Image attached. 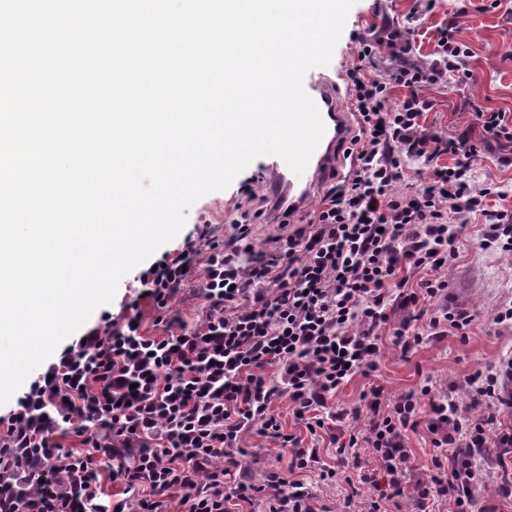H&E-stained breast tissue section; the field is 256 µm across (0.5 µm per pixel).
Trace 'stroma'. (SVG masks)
<instances>
[{"label":"stroma","mask_w":512,"mask_h":512,"mask_svg":"<svg viewBox=\"0 0 512 512\" xmlns=\"http://www.w3.org/2000/svg\"><path fill=\"white\" fill-rule=\"evenodd\" d=\"M482 0H436L425 11L423 0H358L349 13L332 61L324 73L336 83L339 102H346L343 82L346 69L358 64L362 38L384 25L416 28L413 62L428 64L434 58L438 28L456 22L459 37L470 55L464 65L472 77L456 87L438 84L423 91L430 108L422 123L443 137L468 135L481 146L477 162L478 182L512 186V143L490 137L479 123L477 111L489 108L505 112L512 120V0L485 12ZM238 183L205 195L191 208L182 236L209 225L215 241L229 233L228 216L234 215ZM484 226L473 219L459 231V256L448 273V292L476 316L469 338L448 335L424 342L408 354L391 343L390 331L382 333L377 371L356 376L332 400L337 410L354 415L363 409L361 395L369 385L384 386L397 396L419 388L424 378L436 385L464 381L470 374L497 367L500 358L512 353V327L493 324V313L512 302V251L494 245L481 247Z\"/></svg>","instance_id":"1"}]
</instances>
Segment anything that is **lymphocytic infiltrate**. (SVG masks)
<instances>
[{"mask_svg": "<svg viewBox=\"0 0 512 512\" xmlns=\"http://www.w3.org/2000/svg\"><path fill=\"white\" fill-rule=\"evenodd\" d=\"M414 40V29L390 25L362 40L359 65L346 71L358 125L344 151L350 166L305 220L286 219L254 183L242 185L224 242L205 227L185 238L140 276L118 314L64 349L48 378L0 418V512H236L260 495L268 512H314L297 474L351 482L344 465L361 446L375 463L359 476L373 488L364 512H388L415 470L407 443L421 425L438 450L433 475L413 487L421 512L436 500L448 512H485L481 492L494 469L512 496V427L501 423L512 415V360L443 390L427 380L392 399L369 387L364 430L332 431L344 414L331 399L377 370L394 310L404 313L392 332L401 353L428 335L468 337L475 316L448 294L460 225L482 216L484 245L512 247V210L486 204L512 190L477 187L479 146L421 123L422 88L470 78L455 25L439 29L429 65L405 63L385 78L364 66L383 51L410 53ZM397 87L407 94L396 101ZM420 166L429 173L418 189L401 191ZM254 214L272 216L277 233L257 240ZM194 283L202 304L189 321L172 305ZM429 303L434 313H425ZM145 304L162 335L143 330ZM282 397L309 433L330 431L333 462L285 433L273 408ZM251 431L289 454L287 469L270 470L260 485L241 460ZM68 432L75 442L67 447Z\"/></svg>", "mask_w": 512, "mask_h": 512, "instance_id": "lymphocytic-infiltrate-1", "label": "lymphocytic infiltrate"}]
</instances>
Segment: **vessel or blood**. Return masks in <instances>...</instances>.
I'll use <instances>...</instances> for the list:
<instances>
[{"label": "vessel or blood", "mask_w": 512, "mask_h": 512, "mask_svg": "<svg viewBox=\"0 0 512 512\" xmlns=\"http://www.w3.org/2000/svg\"><path fill=\"white\" fill-rule=\"evenodd\" d=\"M304 87L316 103L326 131L302 176H295L281 159L268 164L276 199L284 211H300L314 197L334 165L336 148L349 128L348 114L339 105L331 80L311 74L305 77Z\"/></svg>", "instance_id": "vessel-or-blood-1"}]
</instances>
